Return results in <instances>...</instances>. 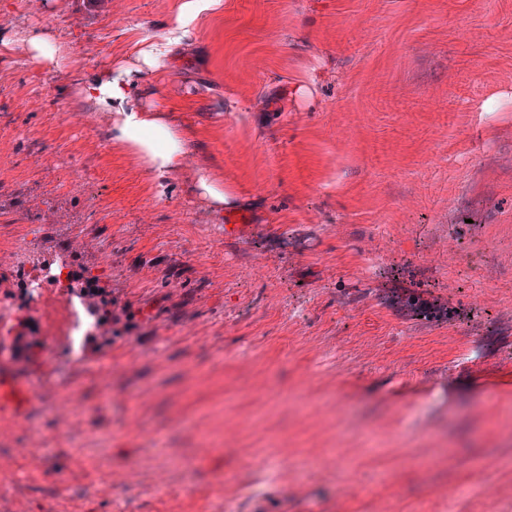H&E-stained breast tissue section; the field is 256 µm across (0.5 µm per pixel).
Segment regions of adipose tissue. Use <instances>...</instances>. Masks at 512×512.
<instances>
[{"instance_id": "1", "label": "adipose tissue", "mask_w": 512, "mask_h": 512, "mask_svg": "<svg viewBox=\"0 0 512 512\" xmlns=\"http://www.w3.org/2000/svg\"><path fill=\"white\" fill-rule=\"evenodd\" d=\"M19 41L35 65L59 71L77 67L67 44L46 32L28 30ZM73 93L81 104L102 112L113 141L138 157L155 180L180 168L184 133L165 119L160 108L147 104V90L131 78L129 70L82 76Z\"/></svg>"}]
</instances>
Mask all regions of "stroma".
<instances>
[{"instance_id": "35a3bbf8", "label": "stroma", "mask_w": 512, "mask_h": 512, "mask_svg": "<svg viewBox=\"0 0 512 512\" xmlns=\"http://www.w3.org/2000/svg\"><path fill=\"white\" fill-rule=\"evenodd\" d=\"M182 3L0 7V227L69 225L141 342L110 395L80 384L96 445L61 462L164 449L203 496L237 448L291 469L332 457L404 503L456 483L447 512H477L484 475L512 487V0H218L143 77L187 132L159 186L84 124L71 75L4 43L40 29L79 74L125 67ZM202 168L234 191L243 236L191 194ZM407 296L429 313L409 335ZM240 416L250 431H225ZM208 441L221 450L197 455ZM339 494L358 512L335 478L266 506L326 512Z\"/></svg>"}]
</instances>
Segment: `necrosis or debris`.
Segmentation results:
<instances>
[{"label": "necrosis or debris", "instance_id": "4bbe7bcc", "mask_svg": "<svg viewBox=\"0 0 512 512\" xmlns=\"http://www.w3.org/2000/svg\"><path fill=\"white\" fill-rule=\"evenodd\" d=\"M62 225L37 224L10 237L0 249V372L27 368L36 352L48 369L24 422L0 423V512H142L143 502L192 498L176 469L154 456L116 475L104 467L89 475L56 466L50 449L69 446L79 432L82 409L76 390L87 372L104 389L112 387V295L96 288L70 258ZM56 422L47 434L38 416ZM235 456L255 480L278 481L289 495L325 479L334 460L305 475L258 461L245 448Z\"/></svg>", "mask_w": 512, "mask_h": 512}]
</instances>
